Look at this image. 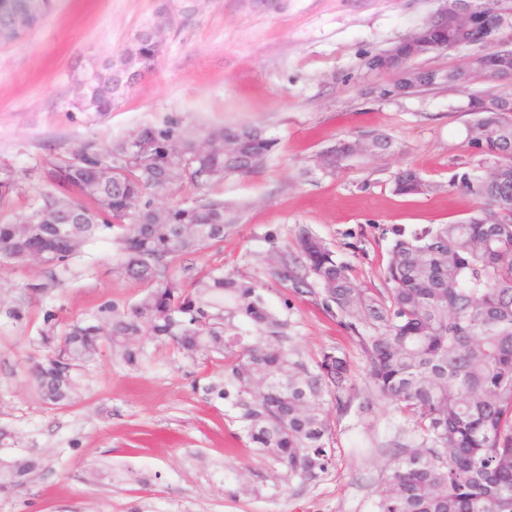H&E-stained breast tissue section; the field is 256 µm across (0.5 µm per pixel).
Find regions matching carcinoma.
<instances>
[{
	"label": "carcinoma",
	"mask_w": 512,
	"mask_h": 512,
	"mask_svg": "<svg viewBox=\"0 0 512 512\" xmlns=\"http://www.w3.org/2000/svg\"><path fill=\"white\" fill-rule=\"evenodd\" d=\"M50 0H0V41L35 27ZM169 20L141 27L101 76L77 82L74 106L99 115L112 110L132 82L112 72L125 56L150 70L163 50L155 35ZM512 91L478 99L468 142L480 169L453 176L450 186L479 207L451 224L396 233L383 292L359 288L345 263L308 227L295 229L292 250L277 252L271 276L292 295L311 296L350 333L364 362L365 404L384 400L401 415L387 475L372 512H512V123L504 104ZM241 141L239 154L201 151L198 142ZM275 140L256 127L191 132L178 122L146 125L109 150L87 140L42 170L46 188L30 210L0 222V262L41 257V278L26 293L48 295L83 247L107 233L117 266L148 293L131 309L99 307L92 321L44 318L40 342L48 355L29 375L53 406L71 398L74 375L108 343L129 368L149 366L154 353L140 341L171 345L182 354H217L224 377L206 387L236 411L249 444L292 484L318 481L335 467L336 448L324 405L348 406L356 385L346 354L336 348L309 355L296 343L294 323L269 311L256 282L220 269L190 273L176 259L220 242L224 200L191 205L162 198L198 193L231 175L259 168ZM421 176L401 171L399 195L417 194ZM19 178L0 165V203ZM38 469L30 457L0 460V488L26 486Z\"/></svg>",
	"instance_id": "carcinoma-1"
}]
</instances>
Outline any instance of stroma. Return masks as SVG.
Instances as JSON below:
<instances>
[{"mask_svg":"<svg viewBox=\"0 0 512 512\" xmlns=\"http://www.w3.org/2000/svg\"><path fill=\"white\" fill-rule=\"evenodd\" d=\"M439 0H54L19 40L0 42V164L21 190L0 217L28 210L49 156L85 141L100 148L145 125L177 119L189 127H258L276 145L260 168L214 188L236 217L217 244L178 258L194 269L223 268L255 280L267 307L296 324L301 349H342L357 387L362 361L335 319L312 297L291 298L267 269L277 248L307 225L348 264L361 288L384 290L383 270L396 229L466 217L475 200L448 183L470 169L473 120L464 93L450 85L392 99L371 94L391 74L370 59L416 31ZM169 16L155 68L111 112L76 111V78L119 52L143 23ZM389 135L396 153L356 155L335 171L317 156L343 138ZM412 169L431 189L402 196L399 172ZM108 237L88 243L51 295L22 290L39 280L36 264H0V459L41 461L27 487L0 491V512H371L389 458L378 446L402 419L386 403L363 412L325 411L336 438V466L300 486L277 479L248 447L234 411L208 395L222 378L219 357H187L159 348L154 366L132 370L104 348L75 375L72 398L45 403L27 369L45 350L46 314L58 322L91 319L146 294L120 277ZM21 306V320L7 317Z\"/></svg>","mask_w":512,"mask_h":512,"instance_id":"1","label":"stroma"}]
</instances>
